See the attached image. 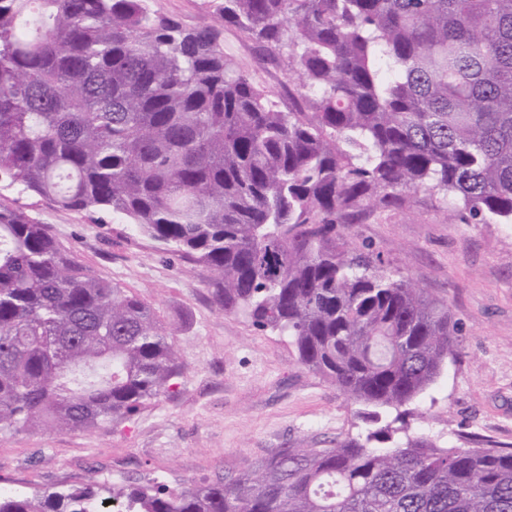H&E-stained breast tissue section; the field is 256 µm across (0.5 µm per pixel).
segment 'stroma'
I'll return each mask as SVG.
<instances>
[{
    "mask_svg": "<svg viewBox=\"0 0 512 512\" xmlns=\"http://www.w3.org/2000/svg\"><path fill=\"white\" fill-rule=\"evenodd\" d=\"M190 28L219 24L224 0H149ZM225 54L288 104L281 68L236 28L221 33ZM0 206L47 225L96 275L146 300L177 327L183 375L173 392L122 423L88 432L0 433V487L58 489L93 475L170 484L211 482L249 469L277 448H326L365 429L362 405L306 370L288 338L255 330L218 310L205 268L156 250L130 225L0 189ZM353 243L389 261L428 295L446 302L460 340L436 382L411 406L408 434L444 447L512 445V224L448 223L429 192L366 210Z\"/></svg>",
    "mask_w": 512,
    "mask_h": 512,
    "instance_id": "obj_1",
    "label": "stroma"
}]
</instances>
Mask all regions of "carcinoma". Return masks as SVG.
Instances as JSON below:
<instances>
[{
  "mask_svg": "<svg viewBox=\"0 0 512 512\" xmlns=\"http://www.w3.org/2000/svg\"><path fill=\"white\" fill-rule=\"evenodd\" d=\"M295 87L283 110L148 0H0V187L104 213L201 266L213 303L288 337L366 431L202 485L89 477L0 512H512V448L403 439L459 339L447 304L356 249L429 192L512 224V0H224ZM174 330L45 224L0 209V431L125 421L182 376ZM397 410L395 417L382 409Z\"/></svg>",
  "mask_w": 512,
  "mask_h": 512,
  "instance_id": "1",
  "label": "carcinoma"
}]
</instances>
